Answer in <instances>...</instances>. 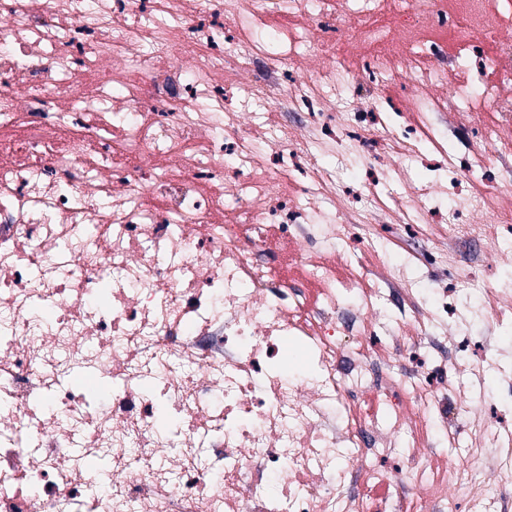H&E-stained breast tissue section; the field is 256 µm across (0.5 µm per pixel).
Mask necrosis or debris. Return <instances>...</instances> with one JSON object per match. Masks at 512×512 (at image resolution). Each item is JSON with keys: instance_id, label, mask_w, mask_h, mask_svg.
Wrapping results in <instances>:
<instances>
[{"instance_id": "obj_1", "label": "necrosis or debris", "mask_w": 512, "mask_h": 512, "mask_svg": "<svg viewBox=\"0 0 512 512\" xmlns=\"http://www.w3.org/2000/svg\"><path fill=\"white\" fill-rule=\"evenodd\" d=\"M510 139L512 0H0V512H512V435L456 386L489 364L439 352L512 313L481 275L512 265ZM355 224L444 242L494 314L437 301L373 347L416 279L337 277ZM410 399L467 409L484 475L424 442L370 494ZM106 448L86 495L70 461Z\"/></svg>"}]
</instances>
